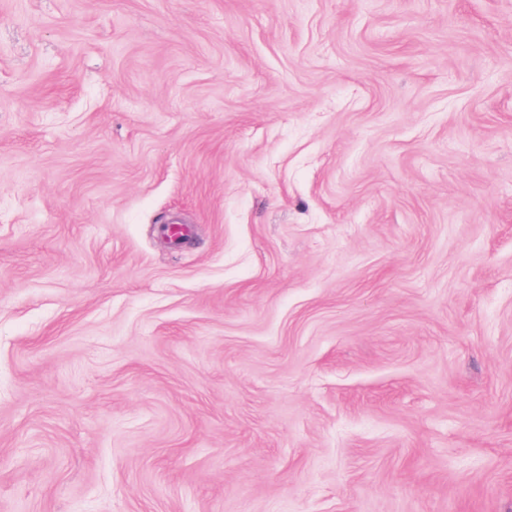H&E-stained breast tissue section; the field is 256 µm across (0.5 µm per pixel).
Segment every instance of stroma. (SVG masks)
Instances as JSON below:
<instances>
[{
  "label": "stroma",
  "instance_id": "1",
  "mask_svg": "<svg viewBox=\"0 0 512 512\" xmlns=\"http://www.w3.org/2000/svg\"><path fill=\"white\" fill-rule=\"evenodd\" d=\"M0 512H512V0H0Z\"/></svg>",
  "mask_w": 512,
  "mask_h": 512
}]
</instances>
